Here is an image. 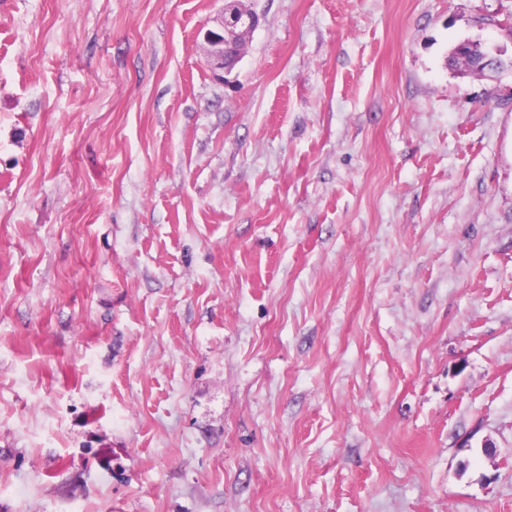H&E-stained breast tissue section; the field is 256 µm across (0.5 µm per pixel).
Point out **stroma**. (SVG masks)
Here are the masks:
<instances>
[{
	"label": "stroma",
	"instance_id": "35a3bbf8",
	"mask_svg": "<svg viewBox=\"0 0 512 512\" xmlns=\"http://www.w3.org/2000/svg\"><path fill=\"white\" fill-rule=\"evenodd\" d=\"M0 0V512H512V0ZM241 0H226L222 12L214 18V26L203 33V50L214 71L225 70V58L231 49L242 56L259 17L238 6Z\"/></svg>",
	"mask_w": 512,
	"mask_h": 512
}]
</instances>
